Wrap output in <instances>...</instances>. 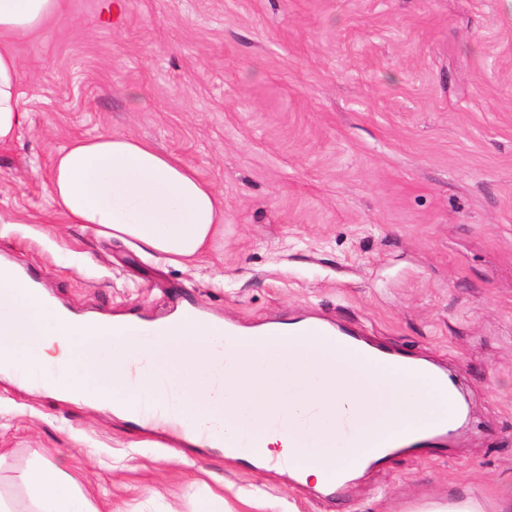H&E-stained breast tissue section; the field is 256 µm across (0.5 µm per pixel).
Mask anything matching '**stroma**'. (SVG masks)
Here are the masks:
<instances>
[{
	"instance_id": "35a3bbf8",
	"label": "stroma",
	"mask_w": 512,
	"mask_h": 512,
	"mask_svg": "<svg viewBox=\"0 0 512 512\" xmlns=\"http://www.w3.org/2000/svg\"><path fill=\"white\" fill-rule=\"evenodd\" d=\"M64 0L21 41L25 119L0 144V258L77 312L159 319L189 300L245 327L317 316L452 374V446L404 453L327 503L214 450L0 376V490L88 449L116 512H411L512 484V0ZM122 134L224 198L184 268L56 215L52 159ZM223 501L205 504L207 491Z\"/></svg>"
}]
</instances>
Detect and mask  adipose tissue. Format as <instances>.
<instances>
[{
  "mask_svg": "<svg viewBox=\"0 0 512 512\" xmlns=\"http://www.w3.org/2000/svg\"><path fill=\"white\" fill-rule=\"evenodd\" d=\"M61 0H0V142L24 119L17 39L35 35ZM49 195L71 224L135 241L175 264L198 261L224 222V200L191 168L125 135L78 139L53 159ZM21 499L0 497V512H112L97 506L67 462L36 461L19 476Z\"/></svg>",
  "mask_w": 512,
  "mask_h": 512,
  "instance_id": "obj_1",
  "label": "adipose tissue"
}]
</instances>
